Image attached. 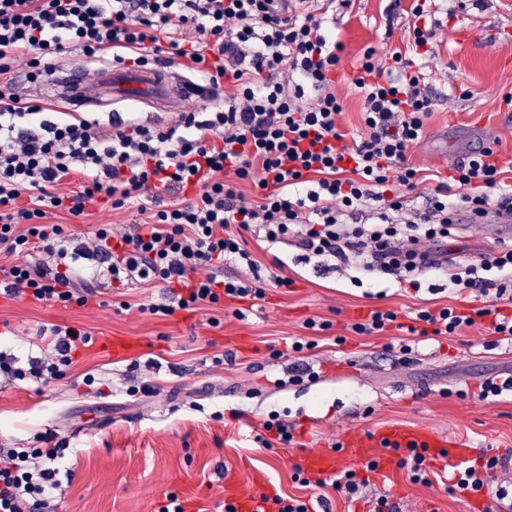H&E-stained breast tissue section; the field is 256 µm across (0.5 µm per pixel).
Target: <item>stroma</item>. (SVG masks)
<instances>
[{"instance_id": "35a3bbf8", "label": "stroma", "mask_w": 512, "mask_h": 512, "mask_svg": "<svg viewBox=\"0 0 512 512\" xmlns=\"http://www.w3.org/2000/svg\"><path fill=\"white\" fill-rule=\"evenodd\" d=\"M318 7L344 46V68L370 47L382 56L407 48L411 0H320ZM430 10L434 36L417 65L434 110L408 158L431 188L465 146L490 138L512 155V107L503 102L512 95V0H436ZM241 245L288 285L268 286L253 303L228 300L167 319L139 310L166 302L164 289L108 279L83 307L0 296V322H8L18 355L33 352L46 323L78 325L93 336L49 386L0 383V448L46 431L67 446L58 512H159L171 494L187 512H215L229 478L247 498L279 492L306 499L310 489L293 479L306 454L336 445L345 468L364 471L345 442L388 422L457 438L476 459L512 461V396L493 403L479 397L483 380L512 375V353L490 320L433 338H409L393 327L369 336L351 329L372 309L403 317L446 305L470 312L482 305L471 291L425 276L417 290L388 278L355 284L353 267L298 264L295 249L267 248L249 233ZM505 246L486 225L460 227L445 244L449 258L460 260ZM239 308L245 318L236 317ZM310 320L316 328H307ZM292 337L312 342L304 361L316 380L289 382L293 359L284 348ZM111 338L132 343L127 359L114 361L104 349ZM406 339L413 351L404 363L399 344ZM87 375L93 385L84 383ZM147 384L158 392L145 399ZM274 419L294 424L293 444H262L263 425ZM325 494L331 512H373L382 496L397 512H474L473 498L450 492L439 469L426 484L410 482L399 468L387 481L371 473L358 496L330 488Z\"/></svg>"}]
</instances>
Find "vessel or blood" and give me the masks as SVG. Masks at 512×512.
Instances as JSON below:
<instances>
[{"mask_svg": "<svg viewBox=\"0 0 512 512\" xmlns=\"http://www.w3.org/2000/svg\"><path fill=\"white\" fill-rule=\"evenodd\" d=\"M87 63L58 68L51 82L41 85L43 98L60 101L72 112H92L96 108L125 101L138 102L151 108L155 117L177 110L189 100L216 101L219 89L180 74L165 61L130 70L118 65H97L95 82H87ZM416 448L425 452L429 463L445 468L456 458L468 456L469 451L457 447L434 432L404 424H389L377 430L358 433L352 441V454L361 462H377L382 473H390L392 451ZM307 470L330 475L341 468L337 454L314 451L305 458Z\"/></svg>", "mask_w": 512, "mask_h": 512, "instance_id": "1", "label": "vessel or blood"}]
</instances>
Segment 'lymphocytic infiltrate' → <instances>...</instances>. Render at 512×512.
Wrapping results in <instances>:
<instances>
[{"label": "lymphocytic infiltrate", "instance_id": "f902f5d3", "mask_svg": "<svg viewBox=\"0 0 512 512\" xmlns=\"http://www.w3.org/2000/svg\"><path fill=\"white\" fill-rule=\"evenodd\" d=\"M309 3L300 0L285 17L274 0H0V253L7 258L0 291L83 306L104 262L112 281L166 288L170 302L149 308L160 318L227 299L261 300L268 283L283 279L241 249L237 230L255 226L269 244L299 248L307 262L353 264L400 281L447 271L455 286L512 304V249L453 267L433 251L451 235L458 210L482 217L495 201L512 200L495 149L453 165L424 211L407 210L405 191L422 182L407 152L432 111L422 74L413 56L382 58L368 48L349 78L362 96L364 131L346 141L336 94L343 45ZM72 48L140 67L166 52L231 91L219 110L152 125L115 117L105 128L16 95L14 62L25 60L30 77L44 81ZM75 172L76 189L62 191ZM241 183L256 189V203H237ZM452 183L462 190L453 200ZM97 201L130 213L120 235L101 227L80 241L50 221L57 213L83 218ZM229 257L247 266L249 278L220 276ZM484 317L495 334L512 338V314L488 308L424 309L406 331L454 336ZM40 335L53 360L33 358L23 370L0 349L1 376L48 386L92 341L65 325ZM63 456L58 445L0 448V512H56ZM506 464L485 457L459 470L453 488L503 501L512 493L492 479Z\"/></svg>", "mask_w": 512, "mask_h": 512}]
</instances>
